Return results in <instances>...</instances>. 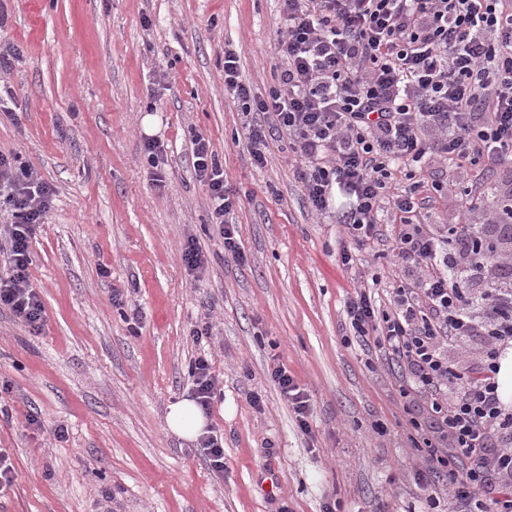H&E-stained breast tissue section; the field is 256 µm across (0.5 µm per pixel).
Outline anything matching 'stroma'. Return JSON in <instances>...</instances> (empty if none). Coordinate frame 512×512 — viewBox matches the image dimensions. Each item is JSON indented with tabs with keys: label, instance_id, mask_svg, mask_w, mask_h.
I'll use <instances>...</instances> for the list:
<instances>
[{
	"label": "stroma",
	"instance_id": "stroma-1",
	"mask_svg": "<svg viewBox=\"0 0 512 512\" xmlns=\"http://www.w3.org/2000/svg\"><path fill=\"white\" fill-rule=\"evenodd\" d=\"M281 31L280 0H0V57L11 61L0 151L19 153L55 193L29 267L45 325L35 333L0 310V448L15 467L0 512H426L428 495H444L416 483L429 461L409 409L430 397L406 398L404 371L357 342L346 317L356 289L374 287L383 305L404 278L391 216L360 245L317 215L287 137L254 166L224 91L229 48L241 80L268 95ZM193 128L239 198L228 220L245 262L211 222ZM150 138L164 143L161 187ZM486 176L432 157L424 177L444 188L418 221L446 234L466 187ZM190 235L208 257L196 278L179 253ZM204 321L212 336L200 346L189 331ZM202 353L221 389L207 417L224 438L220 476L165 422ZM277 363L306 394L305 417L271 380Z\"/></svg>",
	"mask_w": 512,
	"mask_h": 512
}]
</instances>
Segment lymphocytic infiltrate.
<instances>
[{"label":"lymphocytic infiltrate","instance_id":"f902f5d3","mask_svg":"<svg viewBox=\"0 0 512 512\" xmlns=\"http://www.w3.org/2000/svg\"><path fill=\"white\" fill-rule=\"evenodd\" d=\"M282 67L268 96H255L239 72V56L224 52V90L249 121L250 155L266 161L268 138L287 135L298 157L297 177L311 207L335 214L356 241L377 235L378 214L391 201L392 251L415 270L390 293L387 308L357 291L346 305L355 338L402 363L415 386L431 393L436 442L419 484L448 475V512H512V412L499 392L500 366L489 358L454 402L441 396L453 383L448 343L483 338L512 345V271L491 278L476 257L479 234L470 220L442 237L417 222L418 185L395 192L396 173L429 154L462 166L484 161L500 170L489 185L471 188L465 212L485 197L498 205L489 234L512 239V0H282ZM193 167L207 186L211 221L224 249L239 254L228 215L238 200L210 141L191 132ZM0 197L10 221L0 247L10 269L0 275V309L32 330L46 311L29 279L30 242L44 223L52 193L18 153L0 151Z\"/></svg>","mask_w":512,"mask_h":512}]
</instances>
